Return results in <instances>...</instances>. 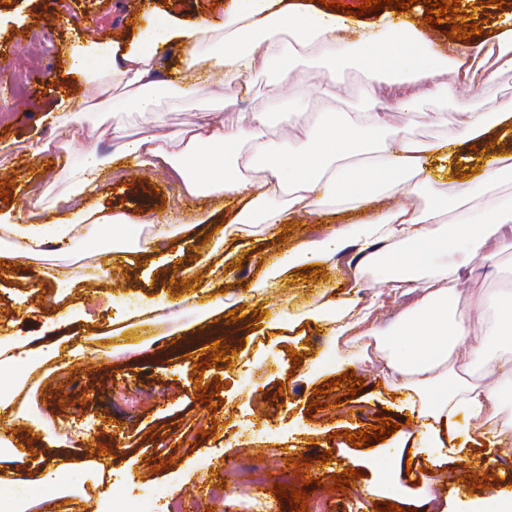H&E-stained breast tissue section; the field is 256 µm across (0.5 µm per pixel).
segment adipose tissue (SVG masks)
<instances>
[{
    "mask_svg": "<svg viewBox=\"0 0 512 512\" xmlns=\"http://www.w3.org/2000/svg\"><path fill=\"white\" fill-rule=\"evenodd\" d=\"M174 44L185 49L180 66L173 80L157 82L154 62ZM75 55L101 63L92 94L121 98L150 131L123 142L121 154L179 179L191 203L232 198L239 204L234 223L263 232L329 206L359 213L358 221L329 225L287 256L269 255L265 285L276 286L290 267L331 265L349 255L356 260L348 273L354 280L392 255L393 269L382 277L392 290H374L367 308L381 309L394 297L403 303L401 316L389 328L370 323L364 333L390 346L388 385L429 439L433 463L445 459L457 416L501 419L488 444L512 435L505 414L512 355L490 344L491 337L512 335V286L470 285L483 266H512V151L496 152L472 180L450 184L444 178L461 148L512 120V97L482 109L468 95L512 72V23L465 52L435 44L415 20L390 12L360 23L290 0H229L223 18L192 26L169 21L141 29L126 47L89 41ZM350 64L363 70L370 89L339 116L328 103L338 96V72ZM311 65L325 69L314 85L320 109L299 91ZM213 80L224 87L223 120L164 130L159 98H185ZM251 89L257 95L250 108L234 111ZM425 100L451 105L454 117L433 139L419 140L408 125ZM284 102L302 120L273 142L267 138L270 114ZM103 166L96 151H87L68 172L70 197L96 195ZM131 221L94 205L55 220L50 231L62 254L84 225L106 226L117 238ZM0 233L23 243L7 255L8 264L43 257L40 225L0 213ZM83 350L75 336L41 345L30 336L1 338L0 368L18 376L0 394V420L19 419L21 402L30 399L28 383L41 369L81 357ZM75 467L94 482L112 475L97 460L62 455L47 462L37 480L61 485L63 473Z\"/></svg>",
    "mask_w": 512,
    "mask_h": 512,
    "instance_id": "1",
    "label": "adipose tissue"
}]
</instances>
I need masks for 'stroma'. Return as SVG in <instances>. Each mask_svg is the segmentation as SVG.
Wrapping results in <instances>:
<instances>
[{"instance_id":"obj_1","label":"stroma","mask_w":512,"mask_h":512,"mask_svg":"<svg viewBox=\"0 0 512 512\" xmlns=\"http://www.w3.org/2000/svg\"><path fill=\"white\" fill-rule=\"evenodd\" d=\"M225 0H0V69L21 74L27 112H18L11 86L0 82V175H8L11 196L0 202V211L21 212L28 223L45 224L64 212L69 184L65 172L76 164L87 148L108 160L105 185L98 200L106 211L141 216L130 225L127 245L149 249L148 258L134 267L113 268L109 257L112 242L97 225L78 233L69 252L59 262L72 269L94 266L105 269L104 287L99 291L67 285H49L29 299L34 313L18 303L17 287L36 277L39 262L16 267L11 277H0V336L34 335L48 318L54 317L47 300L65 296L67 302L84 307L100 324L126 311L139 308L145 300L161 307L165 329L184 330L183 341L145 346L139 329L128 328L119 337H86L85 353L79 359L60 362L35 381L33 404L26 406L29 421L9 426L10 438L30 447L31 457L15 461L13 467L25 475L9 491L11 497L31 500L39 496V512H93L97 492L78 468L65 476L70 493L37 486L31 477L44 459L62 451L76 459L86 456L84 444L98 440L113 448L112 496L122 502L160 487L183 497L186 512H292L288 498L276 494L278 474L286 457L310 458V465L297 471L296 490L306 478H318L321 488L311 493L309 504L321 512H375L384 502L395 501L405 512H421L422 468L426 456L408 457L419 429L409 423V410L399 407L384 378L385 360L371 362L357 357L340 362L339 349L323 324L309 321L308 313L320 306L325 295L334 298L332 312L354 315L362 311L377 278L365 272L357 289L345 282L347 267H324L323 277L309 278V266L288 271L282 285L265 294L249 297L248 286L263 275L266 252L285 253L315 233L314 222H300L288 234H253L218 238L212 226L232 219L234 206L212 215L207 223H194L195 213L187 202L181 183L162 172L142 170L131 162L116 160L121 141L112 136L113 126H122L125 137L143 138L148 131L134 114L113 111L111 104L97 107L82 123L84 135L65 144L55 162L46 154L30 155L26 146L49 141L57 129L52 114L65 110L75 116L87 86L72 69V49L83 39L131 41L134 31L152 25L163 14L181 24L192 25L204 18L224 14ZM460 14L478 23L480 34L463 40L469 48L489 39L504 21L512 19V0H461ZM44 39L48 54L39 56L15 49L17 38ZM224 110V89L210 83L200 85L189 99L165 98L161 118L175 131L204 122ZM45 192L43 209L28 210V196ZM165 214L181 220L175 243L154 238L151 220ZM223 254L229 277L216 292L225 310L237 311L230 323L198 319L195 307L179 303L178 297L192 289L184 271L205 274L214 268V254ZM232 347L229 362L206 364L205 352L214 342ZM301 363H293L292 353ZM362 379L360 394L347 396L337 381L344 373ZM332 383L327 394L317 388ZM212 392V402L200 399ZM321 409H312L313 399ZM391 416L399 429L375 446L353 447L349 434L371 426L376 417ZM272 430L274 442L259 437V430ZM481 431L477 420L462 416L455 426L454 446L465 449L468 472L488 477L491 485L512 481V437L501 445L495 460H488L476 440ZM328 463H321L322 454ZM162 461L161 471H152L151 460ZM263 461L268 467V484L245 491L238 484L242 465ZM403 493L393 499L382 487L383 475L402 467ZM456 456L443 463L432 491L442 501L444 512H473L487 495L486 489L463 483L460 498L448 496L446 472L458 471ZM359 470L352 492L329 489L331 476L345 468ZM226 485L224 501L211 502L215 485Z\"/></svg>"}]
</instances>
